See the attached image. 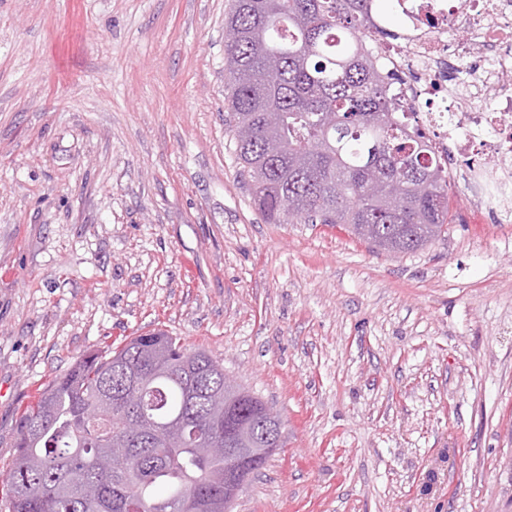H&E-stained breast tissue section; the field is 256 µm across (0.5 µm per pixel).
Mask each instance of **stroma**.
I'll use <instances>...</instances> for the list:
<instances>
[{"mask_svg":"<svg viewBox=\"0 0 512 512\" xmlns=\"http://www.w3.org/2000/svg\"><path fill=\"white\" fill-rule=\"evenodd\" d=\"M230 4L0 0V495L46 385L161 329L284 422L233 512H512V223L458 183L414 253L266 223Z\"/></svg>","mask_w":512,"mask_h":512,"instance_id":"1","label":"stroma"}]
</instances>
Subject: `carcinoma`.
Masks as SVG:
<instances>
[{"label":"carcinoma","instance_id":"carcinoma-1","mask_svg":"<svg viewBox=\"0 0 512 512\" xmlns=\"http://www.w3.org/2000/svg\"><path fill=\"white\" fill-rule=\"evenodd\" d=\"M382 0H233L225 100L273 224H341L393 254L448 233V178L363 50ZM266 404L224 407V368L162 331L79 361L21 415L7 512H221L225 413L266 442ZM122 440V465H102ZM81 474L75 483L71 475Z\"/></svg>","mask_w":512,"mask_h":512}]
</instances>
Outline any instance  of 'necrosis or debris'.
<instances>
[{
    "mask_svg": "<svg viewBox=\"0 0 512 512\" xmlns=\"http://www.w3.org/2000/svg\"><path fill=\"white\" fill-rule=\"evenodd\" d=\"M399 32L370 45L394 74L397 103L440 163L480 156L464 173L469 204L512 220V0H400ZM460 39L449 43L450 33ZM461 63L448 78L450 58Z\"/></svg>",
    "mask_w": 512,
    "mask_h": 512,
    "instance_id": "necrosis-or-debris-1",
    "label": "necrosis or debris"
}]
</instances>
